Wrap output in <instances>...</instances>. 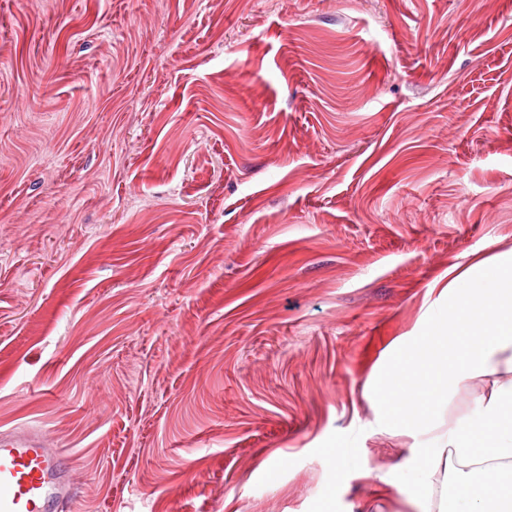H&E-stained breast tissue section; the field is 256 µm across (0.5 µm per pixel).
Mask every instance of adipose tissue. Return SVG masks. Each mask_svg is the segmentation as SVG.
Wrapping results in <instances>:
<instances>
[{"label":"adipose tissue","instance_id":"obj_1","mask_svg":"<svg viewBox=\"0 0 512 512\" xmlns=\"http://www.w3.org/2000/svg\"><path fill=\"white\" fill-rule=\"evenodd\" d=\"M448 275L447 307L373 394L379 433L424 444L365 477L400 489L413 512H512V249ZM465 389L469 405L447 415Z\"/></svg>","mask_w":512,"mask_h":512}]
</instances>
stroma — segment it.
<instances>
[{
	"label": "stroma",
	"instance_id": "35a3bbf8",
	"mask_svg": "<svg viewBox=\"0 0 512 512\" xmlns=\"http://www.w3.org/2000/svg\"><path fill=\"white\" fill-rule=\"evenodd\" d=\"M511 247L512 0H0V429L73 512H409L369 393Z\"/></svg>",
	"mask_w": 512,
	"mask_h": 512
}]
</instances>
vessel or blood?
<instances>
[{"mask_svg": "<svg viewBox=\"0 0 512 512\" xmlns=\"http://www.w3.org/2000/svg\"><path fill=\"white\" fill-rule=\"evenodd\" d=\"M77 488L41 432L0 430V512H70Z\"/></svg>", "mask_w": 512, "mask_h": 512, "instance_id": "b4317fda", "label": "vessel or blood"}]
</instances>
